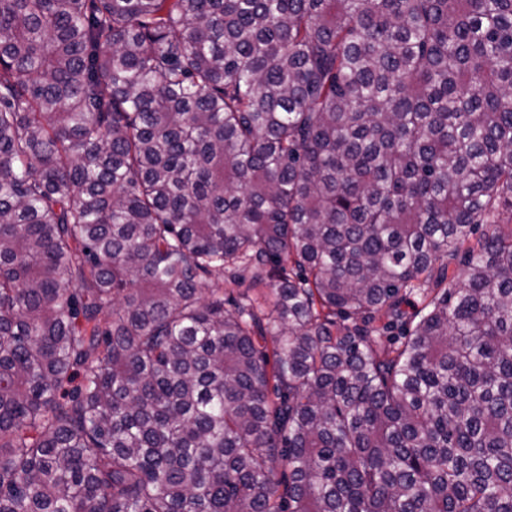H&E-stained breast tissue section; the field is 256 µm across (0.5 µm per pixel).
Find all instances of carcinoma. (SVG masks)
Returning <instances> with one entry per match:
<instances>
[{
	"label": "carcinoma",
	"mask_w": 512,
	"mask_h": 512,
	"mask_svg": "<svg viewBox=\"0 0 512 512\" xmlns=\"http://www.w3.org/2000/svg\"><path fill=\"white\" fill-rule=\"evenodd\" d=\"M504 208L512 0H0V512H512Z\"/></svg>",
	"instance_id": "cac0c4a2"
}]
</instances>
